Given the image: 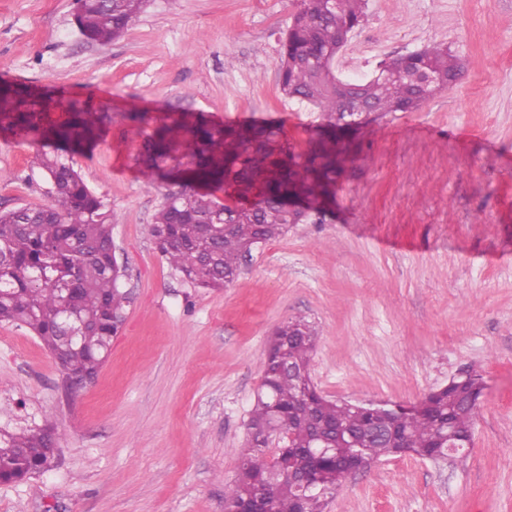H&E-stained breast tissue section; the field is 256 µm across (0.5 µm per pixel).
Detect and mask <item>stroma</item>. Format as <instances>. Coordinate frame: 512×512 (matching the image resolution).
Here are the masks:
<instances>
[{"mask_svg":"<svg viewBox=\"0 0 512 512\" xmlns=\"http://www.w3.org/2000/svg\"><path fill=\"white\" fill-rule=\"evenodd\" d=\"M300 0H146L108 45L73 0H0V79L92 99L108 130L74 168L112 212L130 303L96 381L72 395L41 341L0 324V433L52 421L51 469L0 483V512H225L247 446L267 342L316 328L324 396L417 402L473 368L486 388L461 462L388 457L351 475L325 512H512V0H367L336 57L361 82L442 44L458 87L363 129L331 209L253 252L228 287L173 273L148 228L170 182L136 161L133 111L273 121L305 148L318 114L279 86ZM40 147L0 138V210L44 203Z\"/></svg>","mask_w":512,"mask_h":512,"instance_id":"obj_1","label":"stroma"}]
</instances>
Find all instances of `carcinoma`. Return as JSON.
Segmentation results:
<instances>
[{"label": "carcinoma", "instance_id": "1", "mask_svg": "<svg viewBox=\"0 0 512 512\" xmlns=\"http://www.w3.org/2000/svg\"><path fill=\"white\" fill-rule=\"evenodd\" d=\"M144 0H104L83 5L81 34L108 45L132 28ZM366 0H301L280 49L284 95L320 112L322 122L298 152L270 122L218 124L195 112H132L142 136L138 162L152 177L183 182L185 193L165 195L150 234L167 264L195 288L220 289L240 274L242 262L260 245L279 238L290 224H305L311 212L285 205L303 196L328 205L336 180L360 151L358 136L374 115L410 112L434 95L452 91L465 70L446 47L433 46L380 64L362 83L343 82L333 70L337 54L365 15ZM105 113L89 101L70 100L59 116L49 101L23 89H0V137L43 142L39 165L49 184L46 201L0 212V324L26 326L41 340L60 370L92 384L125 321L127 294L122 269L113 268L112 222L102 199L74 169L72 156L91 150L104 132ZM209 186L233 190L236 207L210 198ZM77 328L76 342L62 340ZM315 330L291 319L274 332L263 363L260 391L247 424L248 448L235 479L226 486L229 506L260 505L269 512H324L326 495L304 494L288 477L310 464L321 426L341 427L350 447L316 467L315 478L336 490L356 466L404 453L426 458L451 431L459 444L471 442L484 390L474 373L461 385L428 392L418 403L357 408L331 400L282 366L309 370ZM284 447L268 457L271 434ZM57 432L0 437V482H18L51 466Z\"/></svg>", "mask_w": 512, "mask_h": 512}]
</instances>
